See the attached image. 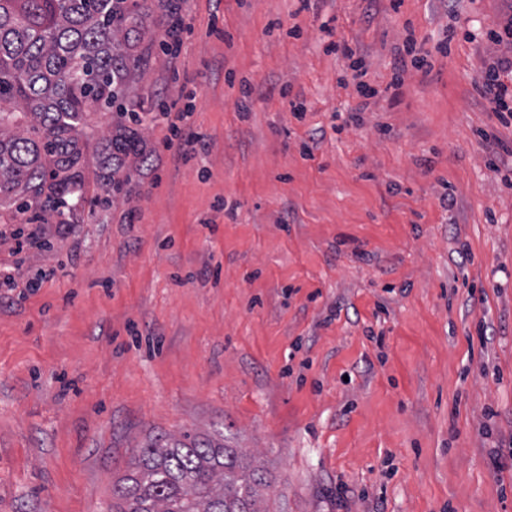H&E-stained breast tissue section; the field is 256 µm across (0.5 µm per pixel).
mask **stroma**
Masks as SVG:
<instances>
[{"mask_svg":"<svg viewBox=\"0 0 512 512\" xmlns=\"http://www.w3.org/2000/svg\"><path fill=\"white\" fill-rule=\"evenodd\" d=\"M148 6L149 165L0 240V512H106L186 431L258 456L285 512H512V162L482 138L512 126L473 88L512 0H191L175 58ZM409 33L429 65L400 73ZM163 100L205 156L176 161Z\"/></svg>","mask_w":512,"mask_h":512,"instance_id":"obj_1","label":"stroma"}]
</instances>
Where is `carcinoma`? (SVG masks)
Returning a JSON list of instances; mask_svg holds the SVG:
<instances>
[{
    "label": "carcinoma",
    "mask_w": 512,
    "mask_h": 512,
    "mask_svg": "<svg viewBox=\"0 0 512 512\" xmlns=\"http://www.w3.org/2000/svg\"><path fill=\"white\" fill-rule=\"evenodd\" d=\"M146 0H0V197L15 210L72 224L90 188L83 168L94 107L117 124L97 146L101 168L145 157L129 111L143 78L130 47L148 34ZM258 458L185 433L155 437L112 485V512H268Z\"/></svg>",
    "instance_id": "carcinoma-1"
}]
</instances>
